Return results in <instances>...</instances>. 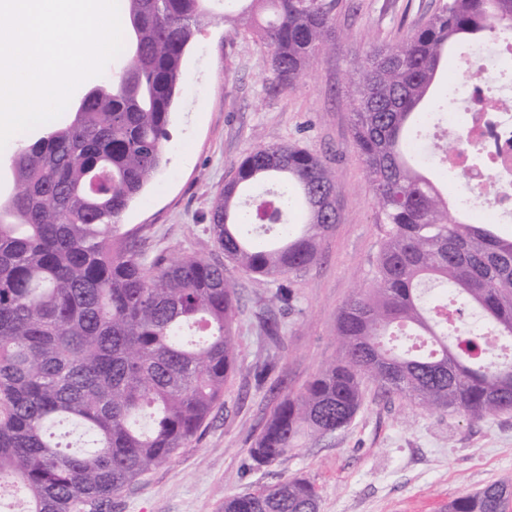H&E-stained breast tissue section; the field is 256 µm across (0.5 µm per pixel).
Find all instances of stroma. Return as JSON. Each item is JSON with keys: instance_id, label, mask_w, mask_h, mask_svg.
Returning <instances> with one entry per match:
<instances>
[{"instance_id": "obj_1", "label": "stroma", "mask_w": 512, "mask_h": 512, "mask_svg": "<svg viewBox=\"0 0 512 512\" xmlns=\"http://www.w3.org/2000/svg\"><path fill=\"white\" fill-rule=\"evenodd\" d=\"M442 0H337L336 49L321 52L294 87L279 85L269 50L224 20V4L196 33L171 116L166 162L127 209L147 258H221L211 211L238 163L258 143L299 144L318 155L340 188L338 224L317 258L291 277L293 300H274L232 262L224 276L240 308L236 366L196 437L113 498L110 512H224L226 496L289 477L313 484L318 512H441L444 503L493 483L512 486V413L481 420L428 411L364 386L352 422L269 466L248 454L287 393L299 392L341 357L340 307L372 279L380 217L352 131L348 78L371 46L392 45L422 26ZM278 324L277 334L262 327ZM269 374H262L264 365Z\"/></svg>"}]
</instances>
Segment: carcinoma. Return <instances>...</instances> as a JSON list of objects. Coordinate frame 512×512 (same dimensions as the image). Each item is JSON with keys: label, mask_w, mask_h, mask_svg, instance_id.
<instances>
[{"label": "carcinoma", "mask_w": 512, "mask_h": 512, "mask_svg": "<svg viewBox=\"0 0 512 512\" xmlns=\"http://www.w3.org/2000/svg\"><path fill=\"white\" fill-rule=\"evenodd\" d=\"M209 0H125L126 41L111 89L61 125L25 136L0 210V476L25 512H108L112 497L197 434L235 368L237 294L224 265L196 255L145 260L122 218L165 162L182 62ZM335 0H242L224 16L262 39L278 83L294 85L340 41ZM512 38V0H444L426 25L371 47L351 79L353 135L379 211L370 285L339 310L341 359L264 424L251 459L272 464L301 440L347 427L376 382L427 409L470 419L512 413V237L461 220L413 164L427 99L448 53ZM485 81L482 60L461 74ZM278 183L251 202L241 194ZM326 164L295 144L255 145L220 193L212 232L224 257L265 285L311 265L338 221ZM483 325L463 330L464 311ZM68 425L76 444L58 440ZM292 477L224 498V512H313ZM494 483L448 512H508Z\"/></svg>", "instance_id": "obj_1"}]
</instances>
